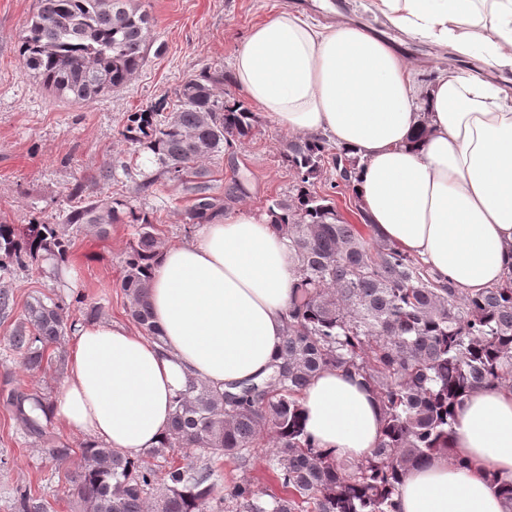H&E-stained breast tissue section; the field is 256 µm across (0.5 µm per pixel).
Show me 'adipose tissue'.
I'll use <instances>...</instances> for the list:
<instances>
[{"label":"adipose tissue","instance_id":"adipose-tissue-1","mask_svg":"<svg viewBox=\"0 0 512 512\" xmlns=\"http://www.w3.org/2000/svg\"><path fill=\"white\" fill-rule=\"evenodd\" d=\"M390 26L437 48L512 68V0H372ZM232 77L283 130L326 135L360 157L355 190L376 233L474 296L512 268V107L481 77L449 72L427 94L430 132L414 141L409 62L356 23L317 26L288 9L254 26ZM294 275L269 218L241 211L163 250L150 280L151 341L91 321L78 328L47 410L132 457L160 445L188 378L211 385L266 375ZM304 428L336 457L369 456L382 413L360 378L321 372L302 395ZM456 461L411 469L398 512H503L488 474L512 477V387L472 390L456 410Z\"/></svg>","mask_w":512,"mask_h":512}]
</instances>
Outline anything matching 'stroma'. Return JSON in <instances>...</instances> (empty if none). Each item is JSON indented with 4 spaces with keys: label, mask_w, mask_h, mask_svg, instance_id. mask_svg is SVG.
Wrapping results in <instances>:
<instances>
[{
    "label": "stroma",
    "mask_w": 512,
    "mask_h": 512,
    "mask_svg": "<svg viewBox=\"0 0 512 512\" xmlns=\"http://www.w3.org/2000/svg\"><path fill=\"white\" fill-rule=\"evenodd\" d=\"M152 19L153 44L145 66L123 87L91 102L58 98L25 72L18 55L21 29L33 15L37 0H0V218L24 225L47 221L74 205L71 192L82 185L85 195L120 193L134 206L155 213L162 222L164 242H190L182 212L191 196L184 185L156 179L157 166L147 154H135L120 131L129 113L150 106L172 112L175 90L206 67L231 71L237 50L257 22L279 9L302 11L324 25L343 18L365 26L389 42L412 64L418 92L429 89L446 69L480 76L512 92V72L486 68L476 59L455 56L399 37L386 21L368 9L367 0H344L343 8L329 0H136ZM288 132L262 116L254 134L233 156L205 161L214 194H223L232 181L246 190L236 206L262 216L270 200L291 191L294 176L283 161ZM155 184L140 191L148 177ZM133 239L126 224L113 225L107 238L94 233L78 236L67 265L77 272L76 293L86 304L102 309L100 320L138 327L127 312L120 286L123 258ZM52 279L38 270L0 273V290L13 295L15 305L0 317V390L12 381L58 395L63 377L55 363L35 372L23 369L19 357L7 350L5 339L22 319L33 296L49 293ZM71 465L52 461L44 448L16 431L9 412L0 407V512H14L18 491L27 489L48 503V512H72L67 475Z\"/></svg>",
    "instance_id": "obj_1"
}]
</instances>
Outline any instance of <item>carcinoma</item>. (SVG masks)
<instances>
[{
	"mask_svg": "<svg viewBox=\"0 0 512 512\" xmlns=\"http://www.w3.org/2000/svg\"><path fill=\"white\" fill-rule=\"evenodd\" d=\"M151 17L127 0H38L18 44L24 68L58 96L89 102L124 86L146 64ZM231 75L206 67L176 89L177 109L132 112L120 135L151 155L155 177L186 185L192 204L183 223L208 224L243 192L232 182L214 195L202 162L236 149L253 135L259 117L245 101L224 98ZM283 161L293 171L291 192L271 200L267 215L285 240L295 275L282 345L264 377L220 389L192 379L173 402L161 446L196 448L246 470L261 442L271 445L269 467L283 495L263 498L246 477L220 485L193 462L171 465L164 482L143 457L131 459L94 441L79 449L52 431L37 411L50 397L17 383L0 392L15 428L60 465L74 455L68 476L75 512H396L395 494L406 472L437 455L452 457L455 408L470 390L512 384V272L476 297L441 285L416 257L375 234L369 224H345L330 195L315 186L327 169L335 189L353 187L358 159L325 137L288 140ZM130 224L134 239L123 259L121 288L132 319L159 340L148 293L163 250L157 219L123 196L94 197L58 220L27 225L0 220V271L50 266L56 290L26 303L24 318L6 338L27 371L41 369L48 349L64 372L63 343L77 324L102 314L86 308L65 315L61 274L75 236H108ZM342 368L376 395L384 426L371 455L351 462L312 443L303 426L301 396L323 370ZM15 512H46L31 491L19 492Z\"/></svg>",
	"mask_w": 512,
	"mask_h": 512,
	"instance_id": "carcinoma-1",
	"label": "carcinoma"
}]
</instances>
